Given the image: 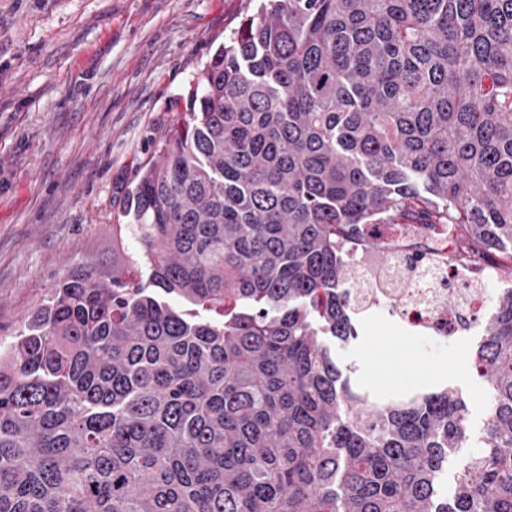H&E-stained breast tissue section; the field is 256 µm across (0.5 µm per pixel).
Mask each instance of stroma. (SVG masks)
I'll return each instance as SVG.
<instances>
[{
	"instance_id": "1",
	"label": "stroma",
	"mask_w": 512,
	"mask_h": 512,
	"mask_svg": "<svg viewBox=\"0 0 512 512\" xmlns=\"http://www.w3.org/2000/svg\"><path fill=\"white\" fill-rule=\"evenodd\" d=\"M260 0H0V342L78 263L112 270L116 196L157 158L215 50ZM430 252L403 220L368 226L356 259L386 264L389 245ZM330 340L353 385L380 393L447 382L462 390L472 438L440 475L449 492L479 444L485 386L474 336L421 340L382 311Z\"/></svg>"
}]
</instances>
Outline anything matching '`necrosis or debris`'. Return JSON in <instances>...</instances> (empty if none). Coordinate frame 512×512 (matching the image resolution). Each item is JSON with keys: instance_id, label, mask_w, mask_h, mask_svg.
I'll use <instances>...</instances> for the list:
<instances>
[{"instance_id": "1", "label": "necrosis or debris", "mask_w": 512, "mask_h": 512, "mask_svg": "<svg viewBox=\"0 0 512 512\" xmlns=\"http://www.w3.org/2000/svg\"><path fill=\"white\" fill-rule=\"evenodd\" d=\"M436 246L428 255L417 258L411 264L397 265L396 269L376 270L363 266V277L367 283L365 307L380 306L389 300L388 313L415 333L442 340L454 339L461 329L462 321L476 323L488 311L480 277L475 271L461 272L457 267L447 266L448 228L436 225L433 229ZM465 290L469 310L468 319H461L458 312L447 311L450 294Z\"/></svg>"}]
</instances>
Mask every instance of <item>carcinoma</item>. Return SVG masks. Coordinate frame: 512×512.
Masks as SVG:
<instances>
[{
	"instance_id": "cac0c4a2",
	"label": "carcinoma",
	"mask_w": 512,
	"mask_h": 512,
	"mask_svg": "<svg viewBox=\"0 0 512 512\" xmlns=\"http://www.w3.org/2000/svg\"><path fill=\"white\" fill-rule=\"evenodd\" d=\"M382 214L512 269V0L246 18L123 192L126 259L73 267L0 346V512H512V288L449 495L458 389L358 392L331 356L357 336L343 246Z\"/></svg>"
}]
</instances>
